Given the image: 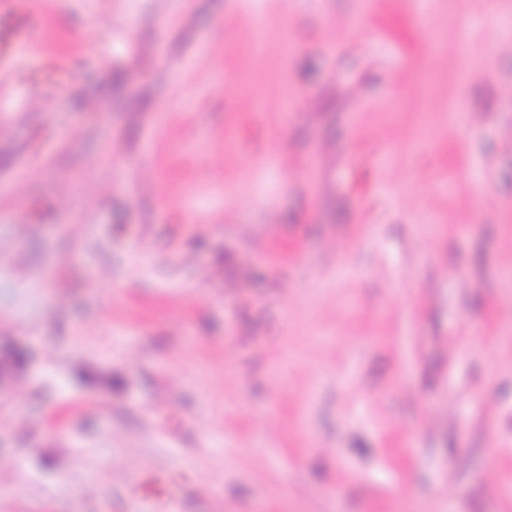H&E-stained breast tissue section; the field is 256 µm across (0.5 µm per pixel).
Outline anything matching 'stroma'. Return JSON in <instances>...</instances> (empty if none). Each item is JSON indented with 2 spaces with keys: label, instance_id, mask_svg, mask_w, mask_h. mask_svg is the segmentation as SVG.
<instances>
[{
  "label": "stroma",
  "instance_id": "stroma-1",
  "mask_svg": "<svg viewBox=\"0 0 512 512\" xmlns=\"http://www.w3.org/2000/svg\"><path fill=\"white\" fill-rule=\"evenodd\" d=\"M0 59V512H512V0H49Z\"/></svg>",
  "mask_w": 512,
  "mask_h": 512
}]
</instances>
